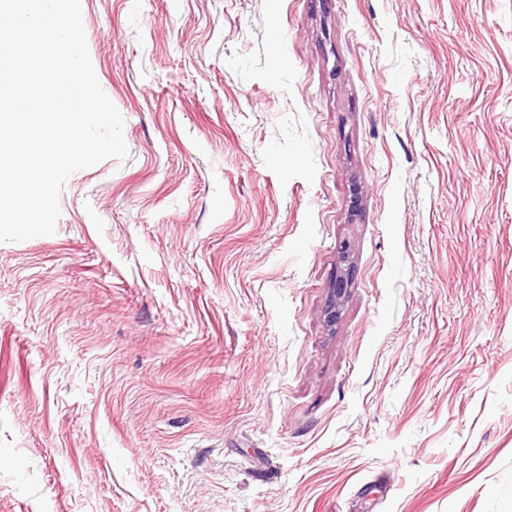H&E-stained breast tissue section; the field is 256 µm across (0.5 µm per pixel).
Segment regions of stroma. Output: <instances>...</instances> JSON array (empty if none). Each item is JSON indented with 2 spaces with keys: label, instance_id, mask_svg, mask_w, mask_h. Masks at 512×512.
Masks as SVG:
<instances>
[{
  "label": "stroma",
  "instance_id": "stroma-1",
  "mask_svg": "<svg viewBox=\"0 0 512 512\" xmlns=\"http://www.w3.org/2000/svg\"><path fill=\"white\" fill-rule=\"evenodd\" d=\"M81 8L129 156L0 243V512H512V0Z\"/></svg>",
  "mask_w": 512,
  "mask_h": 512
}]
</instances>
